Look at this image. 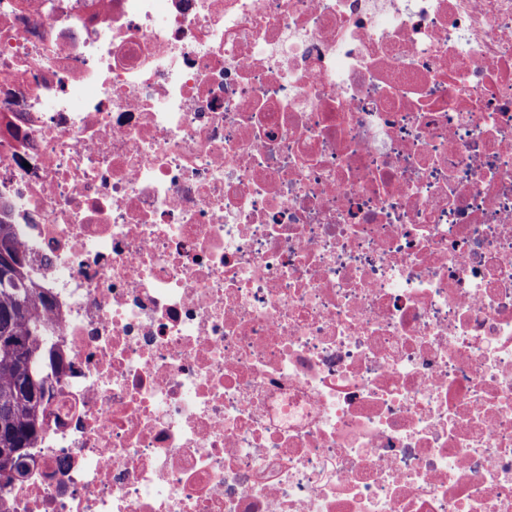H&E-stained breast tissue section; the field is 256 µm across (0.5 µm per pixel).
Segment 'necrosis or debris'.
<instances>
[{
	"label": "necrosis or debris",
	"instance_id": "obj_1",
	"mask_svg": "<svg viewBox=\"0 0 512 512\" xmlns=\"http://www.w3.org/2000/svg\"><path fill=\"white\" fill-rule=\"evenodd\" d=\"M0 222L5 512H512V0H0ZM4 272L10 274L14 285L0 287V471L10 469L8 478L15 483L26 478L31 448L43 422L47 342L36 311L37 288L27 281L12 225L0 223V276ZM35 353L40 366L31 359ZM29 366L35 378L31 389ZM20 469L23 474L17 471ZM14 485L0 484V492Z\"/></svg>",
	"mask_w": 512,
	"mask_h": 512
}]
</instances>
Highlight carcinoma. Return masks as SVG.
Returning <instances> with one entry per match:
<instances>
[{
  "label": "carcinoma",
  "mask_w": 512,
  "mask_h": 512,
  "mask_svg": "<svg viewBox=\"0 0 512 512\" xmlns=\"http://www.w3.org/2000/svg\"><path fill=\"white\" fill-rule=\"evenodd\" d=\"M11 288L0 287V471H28L31 448L44 412L48 375L43 366L46 341L36 311L37 289L31 287L16 253L12 225L0 223V274Z\"/></svg>",
  "instance_id": "cac0c4a2"
}]
</instances>
